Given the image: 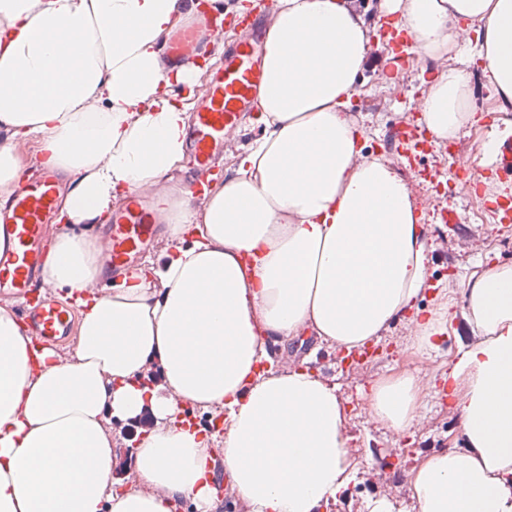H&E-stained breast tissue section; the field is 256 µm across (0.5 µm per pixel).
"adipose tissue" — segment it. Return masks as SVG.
<instances>
[{"label": "adipose tissue", "instance_id": "obj_1", "mask_svg": "<svg viewBox=\"0 0 512 512\" xmlns=\"http://www.w3.org/2000/svg\"><path fill=\"white\" fill-rule=\"evenodd\" d=\"M223 0H0V196L20 183L34 141L64 175V227L42 267L78 307L71 359L33 348L0 306V512H209L207 440L186 408L224 415V474L251 512H318L353 478L336 389L303 368L258 373L267 346L304 331L349 350L379 341L427 285L428 245L409 189L345 114L368 59L347 0H277L257 93L263 136L204 206L166 186L187 151L209 46L205 10ZM421 57L441 58L472 25L490 86L512 101V0H382ZM189 37L194 64L169 60ZM463 69L436 76L423 120L452 139L476 123ZM154 191L166 261L105 272L100 236L113 200ZM477 335L448 373L463 445L425 458L409 486L420 512H512V265L469 280ZM160 366L163 389L140 383ZM418 375L375 384L373 418L420 419ZM150 407L133 453L138 488L115 492L107 417Z\"/></svg>", "mask_w": 512, "mask_h": 512}]
</instances>
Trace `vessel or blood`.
Listing matches in <instances>:
<instances>
[{
	"mask_svg": "<svg viewBox=\"0 0 512 512\" xmlns=\"http://www.w3.org/2000/svg\"><path fill=\"white\" fill-rule=\"evenodd\" d=\"M273 0H254L245 15H229V25L237 28L239 39L224 54V59L201 83L202 105L195 114L189 133L193 163L200 176L194 195L202 197L207 177L217 155L231 144L250 112L256 111V93L262 81L260 48L262 26L273 15ZM413 37L400 33L395 37L388 61L390 72L401 76L407 70L406 47ZM430 135L419 122H405L392 127L387 142L399 156L402 165L413 174H421L420 151ZM497 182L512 183V138L496 140ZM450 179L430 172L434 182H447L448 193L468 197L479 177L468 153L456 151L450 157ZM59 196L55 172L47 167L35 170L21 181L5 206H0V237L6 247L0 251V297L14 300L29 309L34 341L55 343L68 337L73 310L53 300L41 279L46 256V226L54 213ZM157 236L153 213L140 198H131L112 216L107 260L113 269L129 266L133 257Z\"/></svg>",
	"mask_w": 512,
	"mask_h": 512,
	"instance_id": "vessel-or-blood-1",
	"label": "vessel or blood"
}]
</instances>
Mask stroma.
Instances as JSON below:
<instances>
[{
    "mask_svg": "<svg viewBox=\"0 0 512 512\" xmlns=\"http://www.w3.org/2000/svg\"><path fill=\"white\" fill-rule=\"evenodd\" d=\"M446 65L464 69L470 75L472 104L482 121H491L494 131L512 125V104H505L488 84L482 66L473 50L456 46L445 56ZM437 63L411 56L403 81L386 78L384 72L365 69L347 110L348 117L362 127V153L379 155L380 139L385 131L421 111V85L433 79ZM403 173L412 201H424L428 210L422 215L430 233L428 273L432 280L408 316L393 321L377 343L378 351L364 366L342 364L335 346L319 343L314 337L291 342L289 353L305 360L309 370L335 386L346 410L349 436L350 466L354 480L335 503L321 512H371L379 495H390L398 512H419L408 491L411 472L428 455L461 446L460 419L448 401L433 393H425L421 409L422 422L407 434L396 433L365 414L366 397L374 382L415 372L431 378L448 372L458 349L467 347L471 339L448 330L440 340L439 355L424 358L414 345V332L408 319L428 316L445 298H460L463 282L495 262L512 263V227L495 224L485 202L497 195L512 196V184L483 180L482 195L475 199L448 201L437 194L429 183ZM454 206L461 218L460 226L436 224L432 210Z\"/></svg>",
    "mask_w": 512,
    "mask_h": 512,
    "instance_id": "1",
    "label": "stroma"
}]
</instances>
